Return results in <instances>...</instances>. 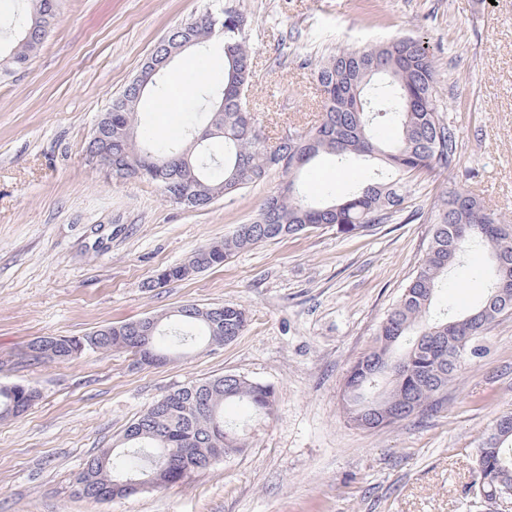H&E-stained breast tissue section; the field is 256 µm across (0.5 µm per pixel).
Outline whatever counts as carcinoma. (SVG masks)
I'll return each instance as SVG.
<instances>
[{
	"label": "carcinoma",
	"instance_id": "obj_1",
	"mask_svg": "<svg viewBox=\"0 0 512 512\" xmlns=\"http://www.w3.org/2000/svg\"><path fill=\"white\" fill-rule=\"evenodd\" d=\"M27 20L14 33L9 51L0 50V71L25 67L42 46L54 24L56 0H25ZM243 14L222 9L175 29L181 41L197 40L202 46L221 37L224 84L207 95L210 140L223 147L220 158L205 151L184 155L195 129L183 128L177 137L163 142L137 138L141 104L156 86L151 80L138 96L127 91L112 101V143L88 144L102 153L97 163L121 177L131 166L141 178L161 188L168 198L187 190L198 197L185 202L203 209L210 196L229 197L265 180L272 172L281 176L280 187L269 195L251 222L240 224L224 240L197 248L189 259L164 269L147 284L156 288L171 281L220 265L236 252L260 243L307 233L323 225L368 230L397 218L432 224L429 244L414 276L379 325L375 345L350 368L344 398L351 420L374 429L396 424L440 408L444 392L458 368L468 359L483 355L481 333L460 344L467 329L480 323L487 328L497 318L512 314L490 302L496 274H491L487 293L476 306L448 312L436 309V295L448 274L475 249L497 255L512 267V225L488 212L473 195L450 190L433 201L428 212L405 206L404 188L412 178L435 167L452 169L457 164L454 129L440 115L436 100V67L427 48L413 37H395L385 43L340 51L314 69L321 97V119L307 130L295 131L294 139L281 137L271 145L257 124H246L241 114L253 111L248 91L254 57L245 33ZM392 116L399 136L391 143L376 137L380 116ZM333 156L348 165L374 158L377 166L368 179L345 196L328 202H312L301 194L304 171L319 157ZM152 317L156 327L151 344L139 347L131 322L123 321L83 336H40L25 347V358L34 363L72 362L92 351L125 350L139 355L141 363L168 362L185 355L187 342L222 346L224 336L242 334L247 311L225 304L219 313L192 305ZM20 387H0V418L23 414L37 399ZM274 393L269 387L245 378L225 381L215 377L191 382L149 405L125 431L129 451L116 463L103 451L89 458L76 480L75 494L94 501L124 498L114 485L118 476L157 474V486L178 483L206 459L210 449L224 452L241 447L237 428L224 421V406L241 402L268 413ZM512 415L498 417L475 452L471 481L465 488L471 508L499 512L498 500L512 502Z\"/></svg>",
	"mask_w": 512,
	"mask_h": 512
}]
</instances>
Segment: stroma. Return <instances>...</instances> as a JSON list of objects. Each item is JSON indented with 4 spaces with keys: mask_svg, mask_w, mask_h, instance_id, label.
Segmentation results:
<instances>
[{
    "mask_svg": "<svg viewBox=\"0 0 512 512\" xmlns=\"http://www.w3.org/2000/svg\"><path fill=\"white\" fill-rule=\"evenodd\" d=\"M248 20L250 91L270 141L318 120L314 68L325 56L410 35L436 64L438 105L456 132L460 164L408 183L410 208L448 188L512 219V0H221ZM212 0H58L54 25L28 66L0 77V385L36 388L24 414L0 420V512H468L475 450L512 413V316L486 330L483 357L465 362L444 405L396 425L361 429L342 401L351 365L417 269L429 225L324 226L235 253L222 265L150 290L166 267L249 222L278 174L203 210L167 201L158 186L120 180L92 163L98 117L171 30ZM182 58L144 99L138 135L162 141L217 82L199 76L183 111L158 105ZM368 165L320 159L302 178L311 200L343 196ZM487 253H472L438 292V308L479 301ZM237 303L245 331L184 360L136 364L87 353L31 365L37 336H81L112 323ZM225 374L270 386L269 415L224 408L243 423L242 448L182 482L122 499L77 497L87 458L120 446L150 404L192 381Z\"/></svg>",
    "mask_w": 512,
    "mask_h": 512,
    "instance_id": "obj_1",
    "label": "stroma"
}]
</instances>
